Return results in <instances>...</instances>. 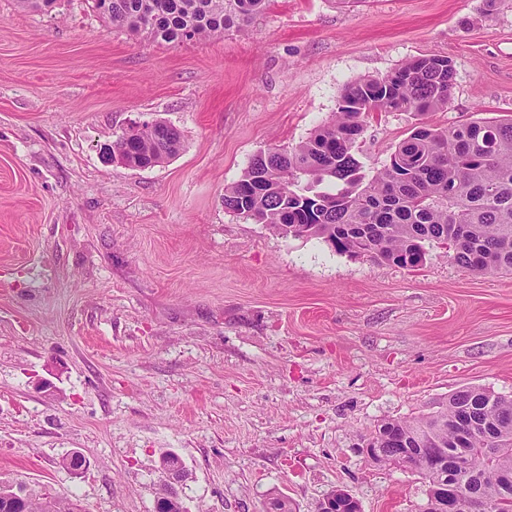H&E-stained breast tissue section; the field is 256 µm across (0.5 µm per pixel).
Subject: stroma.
Segmentation results:
<instances>
[{
  "instance_id": "stroma-1",
  "label": "stroma",
  "mask_w": 512,
  "mask_h": 512,
  "mask_svg": "<svg viewBox=\"0 0 512 512\" xmlns=\"http://www.w3.org/2000/svg\"><path fill=\"white\" fill-rule=\"evenodd\" d=\"M431 55L454 65L448 108L366 114L368 176L418 122L512 117V0H268L181 44L86 0H0V479L156 512L172 452L185 512H318L338 487L362 512H421L423 475L362 445L465 387L512 397V275L286 238L224 190L329 122L349 81ZM152 120L180 131L175 156L103 159Z\"/></svg>"
}]
</instances>
